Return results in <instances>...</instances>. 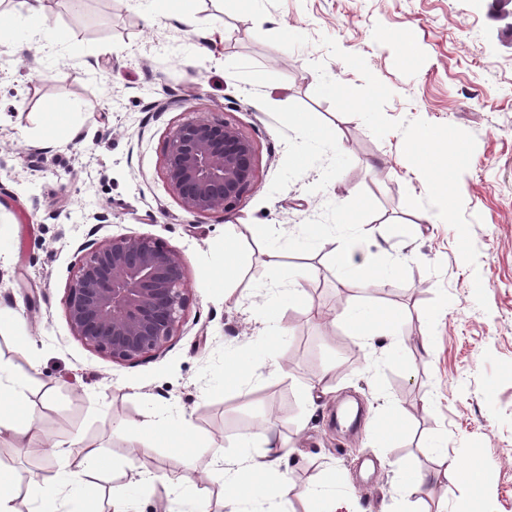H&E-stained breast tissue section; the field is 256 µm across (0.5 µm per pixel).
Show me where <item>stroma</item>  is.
I'll return each mask as SVG.
<instances>
[{"label": "stroma", "instance_id": "1", "mask_svg": "<svg viewBox=\"0 0 512 512\" xmlns=\"http://www.w3.org/2000/svg\"><path fill=\"white\" fill-rule=\"evenodd\" d=\"M47 6L65 42L0 53V306L20 319L0 324V363L27 378L36 409L27 446L0 436V469L20 487L16 512L33 508L29 481L60 478L57 444L110 464L86 485L90 512H110L115 485L125 486L130 512H194L200 500L226 512L213 457L237 456L240 438L275 408L276 432L294 449L290 491L309 512L320 504L308 488L331 474L349 484L359 512H402L401 476L433 475L449 459L480 465V492L452 473L440 498L415 502L416 512H512V45L499 39L488 0H255L249 11L238 0H199L190 25L166 0ZM325 36L363 56L390 88L388 118L475 136L460 192L476 266L461 259L449 224L425 223L424 211L406 205L427 186L402 153L401 132L376 138L316 96L315 61L332 79L363 84L329 55ZM59 103L74 106L81 136L38 142L44 112ZM202 114L235 124L256 146L258 186L230 218L186 211L164 179L170 129ZM311 123L335 130V143L308 140ZM340 197L376 266H396L382 289L366 288L324 249L288 252L278 267L267 260L266 234L332 231ZM409 224L420 227L412 241ZM230 232L244 256L227 274L237 303L214 284ZM117 234L179 251L189 288L177 336L131 364L87 348L64 307L81 244ZM290 276L302 291L281 297L288 333L272 342L256 306ZM477 276L485 310L474 299ZM357 308L399 313L396 336L354 344L338 313ZM423 335L432 357L416 342ZM273 359L276 375L265 369ZM228 365L258 378L255 390L224 384ZM330 367L331 393L308 401L304 386ZM47 391L52 401H43ZM345 395L361 399L367 420L398 412L393 446L378 447L363 427L336 431ZM158 414L175 429L190 420L208 453L133 446ZM139 471L162 480L141 492Z\"/></svg>", "mask_w": 512, "mask_h": 512}]
</instances>
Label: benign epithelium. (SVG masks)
<instances>
[{
	"label": "benign epithelium",
	"mask_w": 512,
	"mask_h": 512,
	"mask_svg": "<svg viewBox=\"0 0 512 512\" xmlns=\"http://www.w3.org/2000/svg\"><path fill=\"white\" fill-rule=\"evenodd\" d=\"M169 191L189 212L234 214L257 188L254 142L234 124L201 116L169 132ZM65 298L68 324L88 348L132 363L163 350L188 304L182 256L148 235L86 241Z\"/></svg>",
	"instance_id": "benign-epithelium-1"
}]
</instances>
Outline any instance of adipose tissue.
Listing matches in <instances>:
<instances>
[{"instance_id":"obj_1","label":"adipose tissue","mask_w":512,"mask_h":512,"mask_svg":"<svg viewBox=\"0 0 512 512\" xmlns=\"http://www.w3.org/2000/svg\"><path fill=\"white\" fill-rule=\"evenodd\" d=\"M18 4L25 16V28L18 33L0 35L1 46L20 52L35 42L59 43L60 34L48 18L45 0H18ZM345 212V206H337L338 230L325 238L324 243L342 268L356 266L363 275L373 274L371 265L355 261L360 238L353 221L346 218ZM341 316L350 321L352 335L362 346L370 337L394 335L399 323L396 314L382 309L368 313L345 309ZM25 389V381L18 378L9 366L0 364V399H10L24 409L20 417L0 413V434H10L21 445L30 441L36 416L34 408L28 404ZM239 446V455L225 459L221 468L229 512H298L295 501L288 493V481L279 474L289 451L275 439L271 425H260L255 431L242 436ZM97 466L94 460L78 465L77 469L65 472L57 485L30 481L27 493L37 505L36 512H61V499H75L87 476Z\"/></svg>"}]
</instances>
